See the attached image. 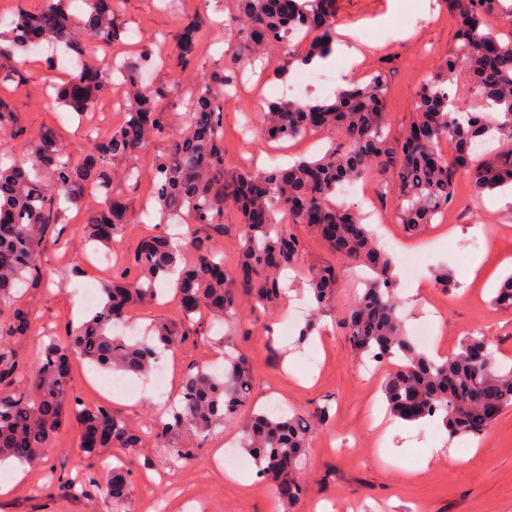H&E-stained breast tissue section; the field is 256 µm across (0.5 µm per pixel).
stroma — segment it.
<instances>
[{
  "instance_id": "obj_1",
  "label": "stroma",
  "mask_w": 512,
  "mask_h": 512,
  "mask_svg": "<svg viewBox=\"0 0 512 512\" xmlns=\"http://www.w3.org/2000/svg\"><path fill=\"white\" fill-rule=\"evenodd\" d=\"M418 0H331L336 27L365 23L364 34L374 43L373 53L356 70L357 81H366L381 71L386 75L385 112L390 131L402 136L414 118L416 94L422 83L452 54L457 23L446 0H429L427 9ZM117 13L126 28L117 42L90 41L88 64L107 68L113 58L154 51L166 59L155 71L152 82L172 88L171 100L161 104V115L169 129L187 120L189 97L198 84L206 82L213 70L224 65V57L235 48L233 35L215 27L209 0H178L176 10H161L159 0H119ZM387 16L383 25L373 20ZM202 22L200 50L185 67L177 66L176 36L191 21ZM411 30L405 40L395 31ZM41 53L30 55L23 82L0 87V97L17 107L28 137L44 128L57 131L72 162L89 151L90 137H102L126 117L127 105L117 94L85 118L58 108L53 86L66 65L48 69ZM241 86L224 104V159L228 165L249 169L284 159L308 158L336 141L334 133L323 130L317 138H299L286 143L265 138L260 129L244 130V116L267 100L281 98L301 69L291 63L287 51L267 57L243 55ZM163 149L153 141L136 150L129 166L143 172L137 183H116L112 193L118 200L132 202L128 222L111 248L129 256L139 240L158 232L155 219L146 215L149 173L154 158ZM455 202L448 207L450 233L430 224L418 233L409 232L396 221L394 197L372 195L362 205L369 224H383L385 251L397 270L396 284L427 281L430 292L416 302L403 305L408 330L422 323L425 314L436 312V336L418 348L434 359L456 351L466 333L476 332L486 340L498 364L512 365V307L494 305V285L485 276L470 277L473 258L469 242L477 235L491 238L483 253L487 273L504 277L512 273L505 259L512 258V205L488 211L485 201L473 189L467 175L454 184ZM303 250L298 271L288 280V296L269 310L241 302L238 334L234 342L252 366L250 405L263 410L277 402L309 419V448L299 478L305 487L293 508L282 505L270 483L241 486L228 479L224 464L214 457L208 442L174 434L169 445L192 449L193 460L173 461L169 445L157 444L152 432L159 423L154 408L114 398L105 399L100 371L78 362L73 366L70 393L87 407L108 406L127 419L142 436L135 456L121 448L104 449L108 462L134 458L129 495L125 503L113 505L106 495L86 489L85 466L80 451L81 427L69 419L59 431L42 461L23 466V476L6 491H0V512H512V406L506 407L477 442L449 441L440 429L422 431L419 424H401L389 437L388 453H381L370 429L371 407L381 394L385 372H366L362 355L341 328V321L354 302L360 285L358 269L350 260L332 252L307 228L299 227ZM44 278L21 291L19 302L32 314L27 336L14 348L27 367H35L47 334H63L78 295L77 287L88 283L101 287L105 268L93 265L89 250L80 238L57 246L48 245L40 257ZM335 267L338 272L332 298L316 317L317 328L306 342L297 331H284L283 319L290 307H310L305 282L309 271ZM450 276L441 286L437 272ZM221 350L214 336H193L167 352L170 392H177L183 378L194 368L208 365ZM434 460L408 477L407 466L419 463L428 450Z\"/></svg>"
}]
</instances>
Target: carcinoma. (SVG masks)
Wrapping results in <instances>:
<instances>
[{
    "label": "carcinoma",
    "mask_w": 512,
    "mask_h": 512,
    "mask_svg": "<svg viewBox=\"0 0 512 512\" xmlns=\"http://www.w3.org/2000/svg\"><path fill=\"white\" fill-rule=\"evenodd\" d=\"M82 3L78 15L74 0H49L39 11L20 8L7 21L0 20L1 84L23 79L22 58L48 50L49 66L60 52L76 62L77 81L101 87L76 101L67 85L56 86L55 99L65 111L81 117L111 92L129 104L124 122L96 140L80 167L65 158L62 143L49 128L30 141L27 161L0 156V308L10 310L8 321L0 323V464L39 460L73 416L82 427L88 482L99 487L95 457L105 448H125L133 455L140 438L111 410L90 409L70 395L74 361H86L109 374L147 375L166 351L201 334L195 317L202 314L209 319V329L224 328L223 369L186 375L170 419L160 423L155 439L164 443L176 432H188L202 440L233 423L250 401L252 379L249 361L233 347L239 300L267 308L283 295L280 273L294 266L302 251L293 224L313 228L332 250L371 271L343 327L359 352L391 365L383 384L389 413L409 423L433 418L452 439L483 435L489 420L480 414V405L491 403L500 410L512 406V368L497 369L484 339L474 335L464 337L446 359L418 351L400 315L391 258L377 246L360 213L337 202V193L345 185L376 180L379 191L396 192V220L416 233L454 202L453 184L461 168L478 194L512 186V150L494 148L488 159L475 161L479 144L512 145V40H502L489 25L492 17L512 19V0H448L458 21L457 48L421 85L416 119L403 137H392L387 128L386 77L376 72L323 100L267 102L261 117L269 139L287 141L333 130L341 143L318 158L252 171L224 163L223 99L217 90L236 73L240 54L231 55V66L213 72L193 92L189 120L171 137L160 111L170 87L142 80V72L155 64L152 55L115 64V80L104 86L99 70L85 63L89 39L112 42L125 28L118 22L114 0ZM235 23L240 45L249 54L274 47L290 50L297 35L305 51L292 59L300 62L326 57L336 42L325 0H236ZM200 29L199 22H191L178 37L183 67L198 53ZM462 69L476 101L463 120L450 94ZM0 134L12 139L26 135L20 112L5 98H0ZM156 140L166 142L155 160L151 183L161 220L185 213L197 228L183 245L165 233L143 237L129 256L138 277L130 281L121 273L112 274L89 316L76 326L68 324L66 340L45 344L38 366L27 372L11 346L31 328L29 312L18 304L19 286L39 283L38 257L50 239L57 242L79 231L89 242L112 243L128 216L112 219L111 208L126 212L128 207L112 198L109 186L119 170L128 181H137L127 161L139 147ZM445 140L452 145L450 154L442 149ZM87 186L106 192L104 205L89 223L74 225L69 204L80 200ZM228 202L241 214L234 278L226 277L224 259L213 247L214 237L224 234ZM174 272L187 323L157 321L136 341L116 335L131 308L156 299ZM308 285L316 304H325L336 287V269L327 266L310 273ZM494 302L512 307V275L502 281ZM309 430L305 418L288 412L253 413L240 428L241 448L254 458L257 477L270 481L290 508L304 495L298 471ZM130 475L125 465L106 475L112 502L124 501Z\"/></svg>",
    "instance_id": "1"
}]
</instances>
